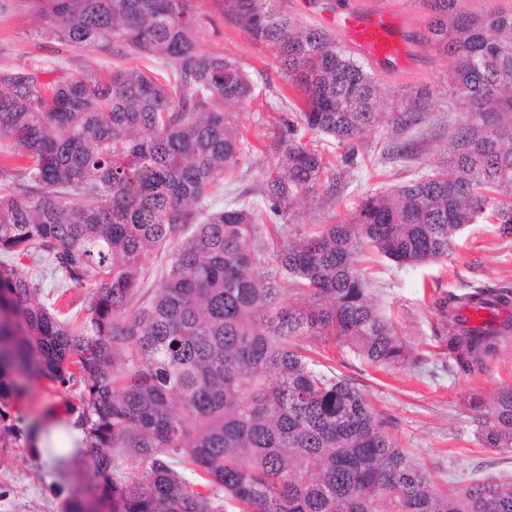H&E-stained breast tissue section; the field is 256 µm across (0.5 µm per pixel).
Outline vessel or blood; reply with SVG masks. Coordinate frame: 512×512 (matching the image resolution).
Instances as JSON below:
<instances>
[{"label":"vessel or blood","mask_w":512,"mask_h":512,"mask_svg":"<svg viewBox=\"0 0 512 512\" xmlns=\"http://www.w3.org/2000/svg\"><path fill=\"white\" fill-rule=\"evenodd\" d=\"M327 24L353 52L373 63L390 61L405 69L417 63L414 43L405 33L402 17L384 0L336 13Z\"/></svg>","instance_id":"vessel-or-blood-1"}]
</instances>
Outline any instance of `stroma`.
<instances>
[{"label": "stroma", "mask_w": 512, "mask_h": 512, "mask_svg": "<svg viewBox=\"0 0 512 512\" xmlns=\"http://www.w3.org/2000/svg\"><path fill=\"white\" fill-rule=\"evenodd\" d=\"M197 7L200 50L239 60L255 88L253 103L237 111L251 159L236 184L237 190L254 193L263 178V160L277 149L278 138L292 117L280 97L285 77L272 51L225 21L214 0H199ZM423 53L425 68L398 73L379 69L376 78L396 96L438 86L451 60L429 45ZM116 64L144 68L149 61L140 56L118 58L46 37L27 0H5L0 8V77L38 68L50 80L62 66L73 73L103 74ZM460 119V113L449 111L447 98H440L423 123L402 133V140L418 147L414 156L402 162L387 157L393 139L388 129L368 132L364 159L344 170L335 200L300 204L292 216L294 226L307 232L318 224L346 221L367 193L407 182L442 164L448 157V126ZM28 266L39 278L47 303H59L71 319L81 317L84 289L64 290L61 274L51 272L43 259H29ZM361 267L379 311L406 342L411 357L404 365L378 368L330 347L324 353L330 366L336 374L350 378L372 407L388 418L401 447L449 484L460 486L486 476L512 479V449L482 445L471 409L472 398L488 401L500 388L512 385V341L486 372L473 377L450 375L448 360L438 346L439 317L430 291L434 284L443 292L470 284L512 285V238L502 237L497 225L480 222L459 232L447 259L399 267L372 254ZM25 386L26 396L9 410L18 436L0 441V512H62L63 489L88 483L91 473L80 464L65 468L53 464L55 448H34L33 433L50 438L70 419L64 412V391L49 389L36 378L27 379Z\"/></svg>", "instance_id": "35a3bbf8"}]
</instances>
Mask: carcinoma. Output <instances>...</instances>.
Here are the masks:
<instances>
[{
    "instance_id": "cac0c4a2",
    "label": "carcinoma",
    "mask_w": 512,
    "mask_h": 512,
    "mask_svg": "<svg viewBox=\"0 0 512 512\" xmlns=\"http://www.w3.org/2000/svg\"><path fill=\"white\" fill-rule=\"evenodd\" d=\"M215 2L273 49L301 124L349 148L345 166L367 132L417 126L439 100L424 87L387 107L336 36L280 0ZM407 2L428 11L424 41L453 57L448 108L462 106L463 118L448 159L306 234L277 220L321 193L336 199L339 169L291 122L265 169L263 208L242 192L208 211L224 176L250 160L226 107L254 92L237 60L199 49L195 0H28L47 37L150 55L174 73L163 82L131 67L104 79L60 68L48 82L22 69L0 89V140L17 158L0 166V436L13 433L22 379L76 391L66 409L91 480L69 491L64 512H512V480L444 487L359 388L311 356L317 340L377 366L407 360L360 257L437 261L481 219L512 237V11ZM263 224L276 236L264 265ZM162 248L167 270L140 302L141 273ZM35 253L70 286L96 284L81 322L20 272ZM433 304L455 376L485 372L512 337L509 284L440 292ZM486 307L506 312L501 324L466 326L462 310ZM474 410L482 444L512 448V386L487 414Z\"/></svg>"
}]
</instances>
